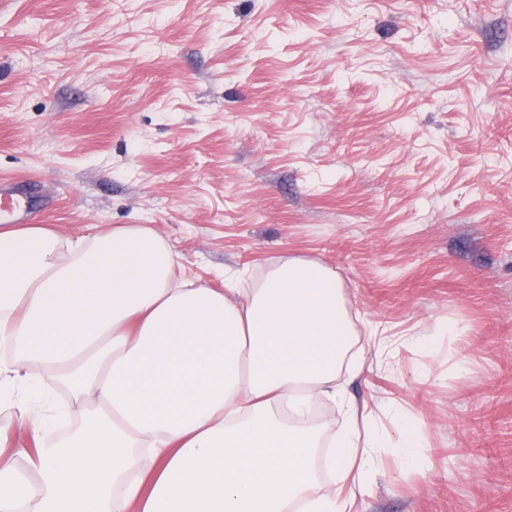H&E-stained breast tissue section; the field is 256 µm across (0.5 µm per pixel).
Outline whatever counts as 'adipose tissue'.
<instances>
[{"label":"adipose tissue","mask_w":512,"mask_h":512,"mask_svg":"<svg viewBox=\"0 0 512 512\" xmlns=\"http://www.w3.org/2000/svg\"><path fill=\"white\" fill-rule=\"evenodd\" d=\"M178 265L143 224L0 230V381L36 367L30 395L69 396L51 419L19 404L33 447L0 426V512H352L366 493L387 437L345 388L364 357L335 272L293 257L216 290ZM325 401L341 416L328 440Z\"/></svg>","instance_id":"obj_1"}]
</instances>
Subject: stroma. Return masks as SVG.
I'll return each instance as SVG.
<instances>
[{"mask_svg":"<svg viewBox=\"0 0 512 512\" xmlns=\"http://www.w3.org/2000/svg\"><path fill=\"white\" fill-rule=\"evenodd\" d=\"M0 185L198 285L333 269L396 339L358 512H512V0H0ZM399 429L402 433L401 448L408 464H416L418 455L415 448H421L420 434L412 427L411 423L402 418Z\"/></svg>","mask_w":512,"mask_h":512,"instance_id":"1","label":"stroma"}]
</instances>
